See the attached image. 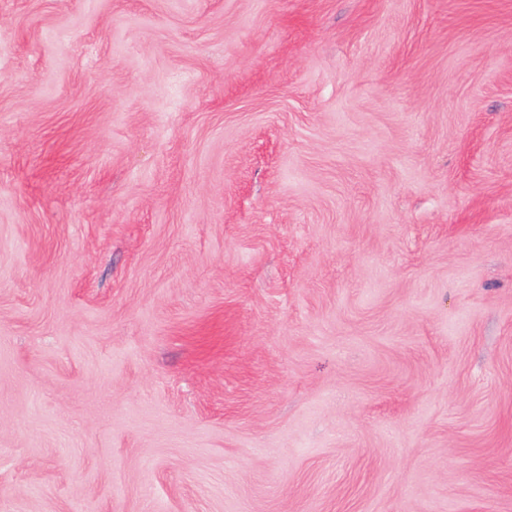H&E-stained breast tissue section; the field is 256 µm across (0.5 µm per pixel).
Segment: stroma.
Listing matches in <instances>:
<instances>
[{
  "label": "stroma",
  "mask_w": 512,
  "mask_h": 512,
  "mask_svg": "<svg viewBox=\"0 0 512 512\" xmlns=\"http://www.w3.org/2000/svg\"><path fill=\"white\" fill-rule=\"evenodd\" d=\"M0 512H512V0H0Z\"/></svg>",
  "instance_id": "obj_1"
}]
</instances>
